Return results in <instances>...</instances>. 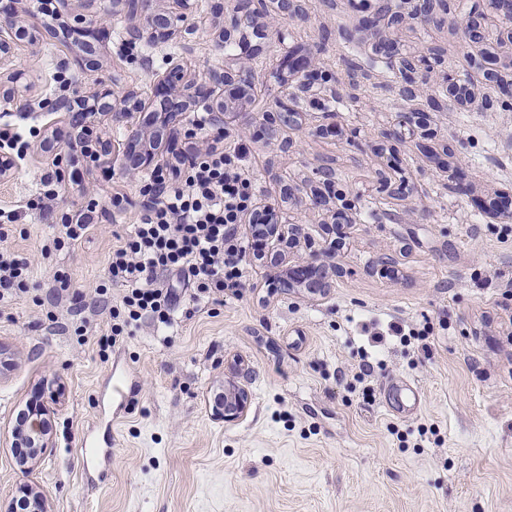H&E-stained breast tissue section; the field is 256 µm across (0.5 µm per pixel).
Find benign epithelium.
<instances>
[{
	"mask_svg": "<svg viewBox=\"0 0 512 512\" xmlns=\"http://www.w3.org/2000/svg\"><path fill=\"white\" fill-rule=\"evenodd\" d=\"M35 0H7L0 4V66L10 64L20 42L37 43L44 36L57 35L54 28L44 26H26L22 16L30 13ZM169 7L160 10L156 0H110L111 12L126 19V34L132 43H144L159 47L168 42L183 38L195 32L189 19L196 13V0H168ZM374 14L368 18L371 27L397 25L403 19V5L406 0H376ZM272 11L265 12L268 22H257L258 12L250 8V2L244 0L229 20L222 22L218 31L219 43H227L231 34L251 32L258 39L269 40L271 34L277 35L278 45L284 51V63L294 76L292 91L277 102V110L264 114V136L270 143L283 144L280 126L285 118L298 113L297 104L302 98L317 99L323 97L321 87L311 79L314 57H293L288 51L285 36L273 30L269 20L280 17L290 21L303 20L305 15L295 0H271ZM437 0H415L411 16L423 26H435L442 22L436 9ZM459 25L464 38L471 44L483 42L487 26L498 22L512 21V0H485V10L477 13L462 3ZM74 35V43L81 48L83 56L77 64L86 71L96 70L97 64L88 59L92 49L88 47L90 39L96 35L89 26H74L69 29ZM239 53L235 54L240 67L228 72L219 67L209 73V82L200 83L188 74L179 63H170L162 73L153 74L151 96L144 98L133 87H120L117 80L107 83L96 81V87L87 96L76 95L72 98H47L42 103L47 112H64L69 119L72 131L69 140L72 146L80 148L81 154L93 161L102 160L118 166L129 177L151 172L166 161L168 153L177 162L188 163L195 148L188 145L177 148L179 125L182 119L190 116L199 107L210 112L211 124L224 129V117L235 112L248 111L249 93L255 71L252 67L249 46L238 41ZM373 52L383 56L386 65L399 63L404 78L400 87L401 96L415 99L423 94V88L417 77L416 63L413 60H399L398 47L392 43H381ZM22 73L11 72L0 78V110L11 112L17 103L26 98L30 86L21 84ZM109 116L117 123L126 124L125 143L117 147L108 139L93 134V127L101 118ZM255 228L265 235V239L279 243L286 239L283 224L279 221L275 206L268 204L254 216ZM325 251H315L306 257L297 259L296 264L288 268V278L283 287L303 284L307 288H323L325 282L317 274L325 272ZM57 393H38L19 410V420L11 430L5 433V440L14 449L19 470L28 473L40 462L45 449L52 447L53 426L51 404L55 403ZM250 404L248 390L241 383L233 384L225 390L221 398L211 404L212 415L224 422H234L245 415ZM23 503L28 512H49L48 498L37 484L21 482L13 496L0 501V512H18L17 504Z\"/></svg>",
	"mask_w": 512,
	"mask_h": 512,
	"instance_id": "1",
	"label": "benign epithelium"
}]
</instances>
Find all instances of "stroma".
<instances>
[{
	"label": "stroma",
	"instance_id": "stroma-1",
	"mask_svg": "<svg viewBox=\"0 0 512 512\" xmlns=\"http://www.w3.org/2000/svg\"><path fill=\"white\" fill-rule=\"evenodd\" d=\"M237 0H200L189 45L125 44L123 18L106 14L108 0H73L66 23L94 20L98 74H79L75 52L55 40L19 47L13 59L35 82L29 122L66 126L63 113L38 100L90 91L113 76L149 91L153 72L182 57L207 81L224 54L213 22ZM306 20L288 24L290 50L318 58L316 72L330 96L299 103V119L284 125L287 147L260 133L289 81L274 44L260 42L251 109L228 115L227 149L239 150L258 203L278 205L293 245H269L265 259L246 253L244 286L223 298L189 306L184 283L166 277L181 309L168 330L144 322L100 355L97 339L121 288L107 296L108 255L119 234L143 212L140 179L75 154L67 141L37 144L0 182V209L18 212L0 248L31 268L26 292L0 303V346L14 366L0 375V429L41 383L58 390L53 444L37 467L21 473L0 446V498L29 481L46 492L51 512H512V218H489L483 200L512 194V104L452 107L443 73L479 93L512 80L507 40L491 28L482 60L451 23L424 28L404 19L374 29L365 18L375 0H303ZM427 54V96L403 100L398 69L371 59L378 41ZM417 117L406 142L385 140L403 115ZM328 166L336 183L318 209L294 206V196L318 185ZM59 176L60 193L46 210L25 204L44 176ZM466 190H458V179ZM121 197L119 207L111 200ZM108 214L72 250L41 255L63 213L89 199ZM349 223L328 234L337 214ZM339 245L327 285L277 287L269 258L305 256ZM389 256L394 271H379ZM70 290H60L56 270ZM421 340L387 335L390 323ZM383 332L372 344L370 336ZM245 359L251 404L239 420L212 415L208 400L231 379L230 363ZM138 390L114 427L111 475L94 486L79 457L87 422L111 414L109 384L124 368ZM415 383V411L385 406L389 383Z\"/></svg>",
	"mask_w": 512,
	"mask_h": 512
}]
</instances>
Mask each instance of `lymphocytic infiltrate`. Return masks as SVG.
Returning <instances> with one entry per match:
<instances>
[{
  "mask_svg": "<svg viewBox=\"0 0 512 512\" xmlns=\"http://www.w3.org/2000/svg\"><path fill=\"white\" fill-rule=\"evenodd\" d=\"M140 192L151 202L107 262L108 279L123 295L112 306L108 328L98 340L103 351L143 320L172 325L178 298L163 286V277H184L192 287L191 302L200 304L225 289L241 287L242 258L262 243L261 237L247 239L238 233L255 195L240 154L226 153L221 146L196 153L186 170H153ZM106 214L93 199L77 215L63 217L59 235L43 245V255L80 245Z\"/></svg>",
  "mask_w": 512,
  "mask_h": 512,
  "instance_id": "obj_1",
  "label": "lymphocytic infiltrate"
}]
</instances>
